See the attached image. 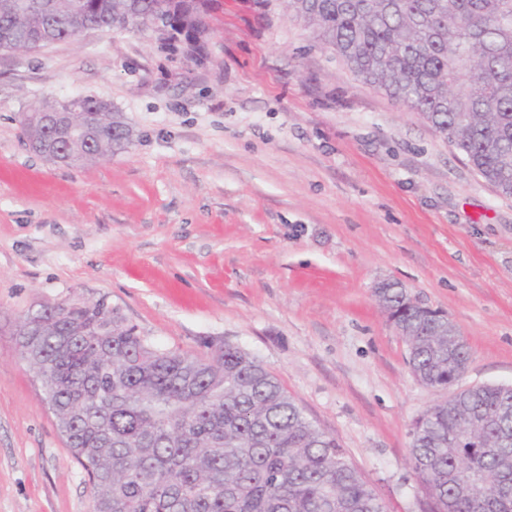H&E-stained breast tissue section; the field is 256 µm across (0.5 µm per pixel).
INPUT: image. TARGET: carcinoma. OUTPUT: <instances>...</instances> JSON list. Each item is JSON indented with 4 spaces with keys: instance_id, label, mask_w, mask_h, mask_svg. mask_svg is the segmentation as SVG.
I'll list each match as a JSON object with an SVG mask.
<instances>
[{
    "instance_id": "cac0c4a2",
    "label": "carcinoma",
    "mask_w": 512,
    "mask_h": 512,
    "mask_svg": "<svg viewBox=\"0 0 512 512\" xmlns=\"http://www.w3.org/2000/svg\"><path fill=\"white\" fill-rule=\"evenodd\" d=\"M0 50L63 42L88 21L150 31L163 51L208 61L201 18L213 0H12ZM292 16L367 84L421 116L502 197L512 198V0H288ZM163 12L164 29L153 28ZM42 101L21 114L31 148L50 141ZM86 127L50 160L85 164L125 152L133 130L94 96L66 102ZM423 384L448 389L469 346L400 283L377 289ZM43 399L92 486L91 512H384L335 437L314 425L243 349L205 358L148 345L103 300L43 306L18 331ZM411 468L437 512H512V386L481 385L413 423ZM480 474L503 490L468 492Z\"/></svg>"
}]
</instances>
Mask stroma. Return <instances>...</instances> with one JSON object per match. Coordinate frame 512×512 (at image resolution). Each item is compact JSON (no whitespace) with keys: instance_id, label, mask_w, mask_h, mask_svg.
<instances>
[{"instance_id":"35a3bbf8","label":"stroma","mask_w":512,"mask_h":512,"mask_svg":"<svg viewBox=\"0 0 512 512\" xmlns=\"http://www.w3.org/2000/svg\"><path fill=\"white\" fill-rule=\"evenodd\" d=\"M209 60L151 33L85 31L0 52V512H90L92 487L21 361L27 312L103 300L160 349L249 352L372 485L430 512L410 466L423 385L379 306L402 283L461 331L458 382L512 385V198L292 18L217 0ZM96 96L134 131L79 166L33 152L20 115Z\"/></svg>"}]
</instances>
